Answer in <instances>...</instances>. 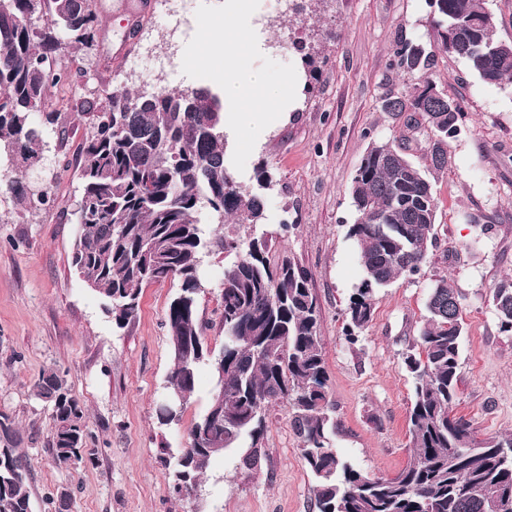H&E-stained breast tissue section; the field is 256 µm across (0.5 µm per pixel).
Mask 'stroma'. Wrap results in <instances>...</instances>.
I'll list each match as a JSON object with an SVG mask.
<instances>
[{
  "label": "stroma",
  "instance_id": "stroma-1",
  "mask_svg": "<svg viewBox=\"0 0 512 512\" xmlns=\"http://www.w3.org/2000/svg\"><path fill=\"white\" fill-rule=\"evenodd\" d=\"M181 7L180 0H98L97 49L74 56L86 79L73 85V95L101 85L153 91L156 79L130 67L147 51L169 60L167 89L202 87L182 72L196 19ZM429 13L428 0H305L300 17H254L271 45L269 58L303 71L300 54L280 46L302 41L317 54L319 80L286 125L260 134L236 175L264 201L261 228L272 235V254L303 266L318 298L333 446L379 476L395 475L409 457L413 381L404 358L419 349L430 287L442 275L454 280L463 304L453 412L478 437L512 434V334L500 331L492 304L495 286L512 277V84H482L463 61L439 54L432 78L466 119L448 141L447 170L433 181L437 243L419 274L376 291L371 322L356 341L346 337L344 311L363 275L347 235L355 220L353 176L375 141L404 144L416 164H427L429 130L409 137L380 101L410 86L411 76L391 67V51L400 40L431 46ZM58 123L67 139L46 132L43 159L25 174L46 203L22 205L0 191V412L37 434L24 446L32 512H50L49 496L63 491L70 512H316L314 480L282 406L267 422L257 473L241 474L230 454L206 471L196 496L174 495L160 451L189 446L188 429L213 394L211 377L200 371L179 426L159 425L156 408L172 367L165 313L178 286H143L136 319L121 330L113 326L102 299L71 266L77 226L70 205L80 192L76 158L88 123L72 111ZM262 163L272 178L264 189L254 178ZM223 270V257L205 262L198 296L206 343L215 350L224 343ZM47 368L64 374L88 415V454L76 465L52 460V408L33 389Z\"/></svg>",
  "mask_w": 512,
  "mask_h": 512
}]
</instances>
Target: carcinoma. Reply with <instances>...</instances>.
Segmentation results:
<instances>
[{
    "label": "carcinoma",
    "instance_id": "carcinoma-1",
    "mask_svg": "<svg viewBox=\"0 0 512 512\" xmlns=\"http://www.w3.org/2000/svg\"><path fill=\"white\" fill-rule=\"evenodd\" d=\"M435 49L400 41L393 65L415 77L403 93L382 99L383 111L409 130L427 127L430 170L448 165L450 106L457 125L465 112L431 78L435 51L462 60L484 84L512 79V42L496 35L484 0H429ZM99 15L92 0H0V149L22 168L42 160L45 128L60 109L50 89L71 87L62 46L85 56L97 46ZM88 121L80 150L82 206L73 212L78 236L71 265L103 300L112 324L122 329L137 316L142 287L166 280L179 289L166 312L173 363L172 395L187 404L205 366L215 393L190 429L191 444L173 459V489L197 491L211 463L250 445L236 468L253 472L266 457L261 439L269 412L286 406L314 478L317 512H512V435L478 440L470 424L453 414L461 378V295L446 276L435 280L420 332L422 352L409 354L413 398L409 410L412 454L394 476L370 474L332 448L331 415L320 336V308L307 272L284 258L269 257V236H242L237 229L211 235L205 221L256 226L262 198L229 172L224 160V113L208 88L152 93L114 90L71 105ZM17 201L34 193L23 176L5 184ZM355 222L348 236L357 247L363 278L345 311L347 337L357 338L373 318L374 292L397 277L418 273L437 240L436 200L427 171L392 142H372L350 188ZM222 254L224 345L212 355L197 308L199 269ZM500 330L512 332V279L492 293ZM52 405V459L82 460L88 416L60 373L48 369L34 384ZM0 512H31L30 460L22 432L0 413ZM456 449L448 460V449Z\"/></svg>",
    "mask_w": 512,
    "mask_h": 512
}]
</instances>
